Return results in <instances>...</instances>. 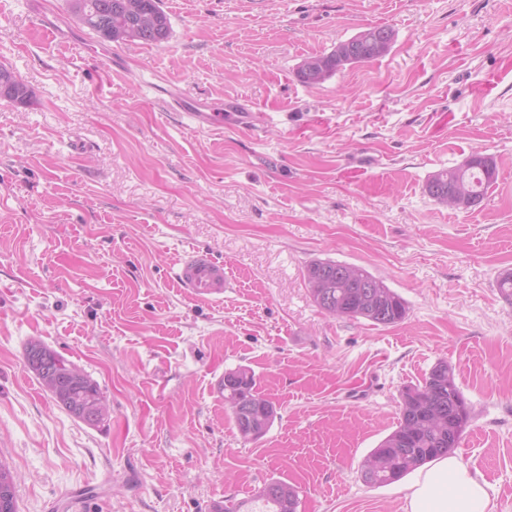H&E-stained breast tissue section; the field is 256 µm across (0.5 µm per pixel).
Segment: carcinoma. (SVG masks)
I'll list each match as a JSON object with an SVG mask.
<instances>
[{
  "label": "carcinoma",
  "instance_id": "cac0c4a2",
  "mask_svg": "<svg viewBox=\"0 0 512 512\" xmlns=\"http://www.w3.org/2000/svg\"><path fill=\"white\" fill-rule=\"evenodd\" d=\"M70 12L86 28L107 42H119L127 29L136 31L135 41L160 44L171 33L168 14L161 0H68ZM395 34L385 26H368L356 35L336 45L328 54L315 56L317 74L306 65L299 66L298 80L315 86L331 78L347 65L369 63L389 52ZM11 79L8 88L0 84V99L18 105L30 102L28 85L11 69L0 65V80ZM497 177L493 158L472 154L459 165L433 173L427 181L430 197L445 203L450 194L468 199L467 207L482 202L489 186ZM352 265L334 260H315L305 270V279L314 303L336 317L363 318L375 325L389 326L402 322L407 315L406 301L386 283L362 268L360 279L346 287L345 273ZM49 360L59 380L58 390L51 393L57 406L80 420L90 401H105L99 385L87 374L78 381L69 375L74 364L40 341H32L25 350L27 367L40 375ZM400 418L395 430L374 448L368 458L385 456L389 468L374 476L360 472L368 486H382L400 480L409 472L447 455L459 444L469 418L467 401L455 382L454 369L446 361L436 363L423 383L403 389L400 394ZM224 403L231 412L239 436L245 441L260 438L271 427L275 410L269 399L256 388L252 373L244 368L224 374ZM455 414L454 430L442 425L435 415ZM261 501L259 512H297L299 492L296 487L280 480L264 483L256 492Z\"/></svg>",
  "mask_w": 512,
  "mask_h": 512
}]
</instances>
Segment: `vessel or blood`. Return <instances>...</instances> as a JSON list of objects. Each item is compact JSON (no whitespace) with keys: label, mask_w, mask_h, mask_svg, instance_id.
Here are the masks:
<instances>
[{"label":"vessel or blood","mask_w":512,"mask_h":512,"mask_svg":"<svg viewBox=\"0 0 512 512\" xmlns=\"http://www.w3.org/2000/svg\"><path fill=\"white\" fill-rule=\"evenodd\" d=\"M168 106L186 115L200 128L215 126L224 120L223 113L185 96L171 99ZM173 278L189 297L204 301L223 300L224 292L230 286L223 262L200 249L187 251L179 258Z\"/></svg>","instance_id":"1"}]
</instances>
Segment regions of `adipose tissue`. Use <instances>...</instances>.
I'll return each instance as SVG.
<instances>
[{
    "label": "adipose tissue",
    "mask_w": 512,
    "mask_h": 512,
    "mask_svg": "<svg viewBox=\"0 0 512 512\" xmlns=\"http://www.w3.org/2000/svg\"><path fill=\"white\" fill-rule=\"evenodd\" d=\"M492 487L473 476L459 457L422 469L406 497V512H492Z\"/></svg>",
    "instance_id": "adipose-tissue-1"
}]
</instances>
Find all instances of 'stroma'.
<instances>
[{"instance_id":"obj_1","label":"stroma","mask_w":512,"mask_h":512,"mask_svg":"<svg viewBox=\"0 0 512 512\" xmlns=\"http://www.w3.org/2000/svg\"><path fill=\"white\" fill-rule=\"evenodd\" d=\"M162 7L165 42L119 45L66 0H0V64L34 92L0 100V461L18 512H213L271 479L297 487L298 512H405L411 477L370 487L359 468L441 360L470 406L454 453L512 512V0ZM368 25L394 30L386 55L297 79ZM170 91L262 117L200 130ZM474 153L498 171L479 205L427 194ZM190 248L235 279L223 302L174 284ZM315 259L383 278L406 319L326 315ZM34 339L98 383L101 424L43 390ZM240 367L276 411L249 442L214 390Z\"/></svg>"}]
</instances>
